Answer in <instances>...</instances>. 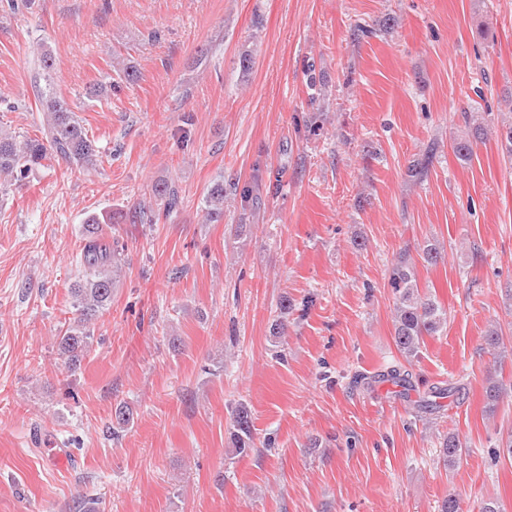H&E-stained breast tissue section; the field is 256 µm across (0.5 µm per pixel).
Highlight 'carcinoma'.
I'll return each mask as SVG.
<instances>
[{"mask_svg": "<svg viewBox=\"0 0 512 512\" xmlns=\"http://www.w3.org/2000/svg\"><path fill=\"white\" fill-rule=\"evenodd\" d=\"M36 65L33 74V91L37 110L42 117L40 135L32 138L16 135L0 129V192L6 185L20 183L29 173L50 159L61 158L82 167L94 168L100 151L67 100L52 87L54 59L51 52L41 43L32 51ZM485 137L480 124L470 127L468 138L456 142L454 152L464 161L471 158L473 144ZM153 195L165 201L167 212L180 204L176 189L160 183L153 187ZM207 215L219 218L224 215V181L215 182L206 197ZM121 252L115 241L106 240L100 219L91 215L86 220L84 245L80 257L84 278L71 288L74 307L78 317L64 324L58 333V346L66 355L68 367L74 369L80 363V356L89 347L93 337L91 327L107 311L112 303V289L122 271ZM395 296L394 342L406 364H394L368 377L366 385L389 383L396 387L394 396L411 401L420 416L432 415L441 409L440 400L465 395V388L448 384L433 386L418 398L411 399V392L417 391L416 376L408 365L419 358L424 337L436 336L448 325V312L436 298L420 295L415 265L398 261L392 268L388 280ZM487 351L494 359L505 357L507 347L498 329L490 328L484 336ZM503 384L490 376L485 389L486 410L492 414L499 402ZM134 422V412L126 405L115 408L114 419L107 427L106 434L115 437ZM234 454L243 456L254 448L253 421L248 407L241 405L232 415ZM463 452V443L455 434L442 442L441 454L448 467L456 465Z\"/></svg>", "mask_w": 512, "mask_h": 512, "instance_id": "cac0c4a2", "label": "carcinoma"}]
</instances>
